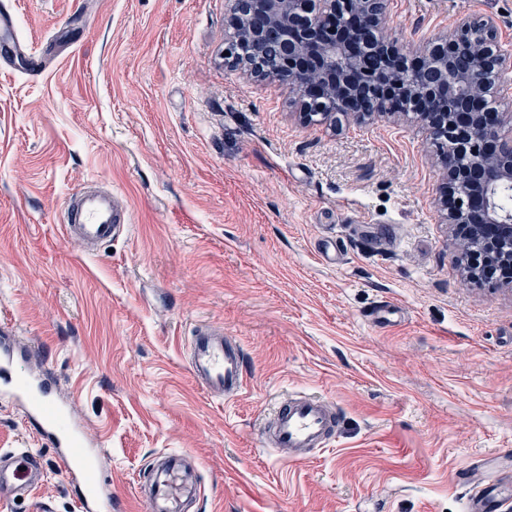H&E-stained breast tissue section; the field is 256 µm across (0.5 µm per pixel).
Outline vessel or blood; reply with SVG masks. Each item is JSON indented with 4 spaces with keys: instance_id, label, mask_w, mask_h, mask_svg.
Listing matches in <instances>:
<instances>
[{
    "instance_id": "obj_1",
    "label": "vessel or blood",
    "mask_w": 512,
    "mask_h": 512,
    "mask_svg": "<svg viewBox=\"0 0 512 512\" xmlns=\"http://www.w3.org/2000/svg\"><path fill=\"white\" fill-rule=\"evenodd\" d=\"M129 221L128 212L111 192L89 188L69 197L63 219L66 236L89 250L125 233ZM188 351L190 371L207 392L227 399L239 394L247 375L245 354L223 328L198 327ZM22 359L10 331L0 332V395L24 410L46 445L53 448L61 469L81 488L80 512H112V490L98 449L87 440L70 407L48 401L46 380L22 373ZM339 422L336 406L297 393L277 401L260 437L264 447L286 453L288 461L301 462L327 446ZM45 475L36 452L1 449L0 501L29 495L43 483ZM457 477L468 489L464 512H502L512 500V473L489 469L484 461L472 462L459 470ZM140 494L147 512H188L203 494L196 462L182 452L164 454L151 467Z\"/></svg>"
}]
</instances>
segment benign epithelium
I'll return each instance as SVG.
<instances>
[{
    "label": "benign epithelium",
    "mask_w": 512,
    "mask_h": 512,
    "mask_svg": "<svg viewBox=\"0 0 512 512\" xmlns=\"http://www.w3.org/2000/svg\"><path fill=\"white\" fill-rule=\"evenodd\" d=\"M243 19L242 4L263 17L264 25L236 28L240 38L262 46L277 37L283 68L300 112L333 102L339 112L359 118L392 114L409 99L428 138L448 143L443 164L448 182L443 195L446 221L465 226L469 244L487 263L512 261V213L495 204L497 191L512 187V113L489 106L496 79L512 69V56L494 44L495 21L482 20V38L472 20L460 19L411 57L396 42L369 32L380 29L384 0H228ZM376 66L360 65L364 52Z\"/></svg>",
    "instance_id": "1"
}]
</instances>
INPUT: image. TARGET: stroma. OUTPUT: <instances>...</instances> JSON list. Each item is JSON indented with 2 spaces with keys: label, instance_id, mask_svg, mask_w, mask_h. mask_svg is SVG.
<instances>
[{
  "label": "stroma",
  "instance_id": "1",
  "mask_svg": "<svg viewBox=\"0 0 512 512\" xmlns=\"http://www.w3.org/2000/svg\"><path fill=\"white\" fill-rule=\"evenodd\" d=\"M0 320L106 455L112 512H145L152 460L199 463L198 512H463L456 470L512 450V284L472 281L439 202L443 151L414 114L301 119L295 94L224 49L226 0H0ZM512 0H387L407 53ZM107 181L126 235L85 252L67 199ZM391 306L388 326L371 316ZM243 346L225 400L193 378L195 326ZM343 413L303 464L261 444L275 399ZM0 448L46 478L0 512H77L79 489L0 400Z\"/></svg>",
  "mask_w": 512,
  "mask_h": 512
}]
</instances>
